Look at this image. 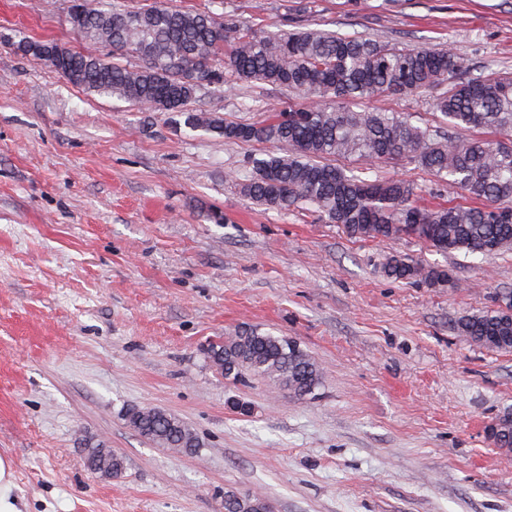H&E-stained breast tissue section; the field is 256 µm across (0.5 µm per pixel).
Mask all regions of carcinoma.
Segmentation results:
<instances>
[{"label":"carcinoma","instance_id":"carcinoma-1","mask_svg":"<svg viewBox=\"0 0 512 512\" xmlns=\"http://www.w3.org/2000/svg\"><path fill=\"white\" fill-rule=\"evenodd\" d=\"M75 28L115 51L141 60L132 67L94 54L70 51L54 62L55 43L22 39L21 56L47 64L69 83L98 95L132 101L151 112L185 116L191 129L216 132L233 142L271 143L283 154L251 157L250 176L240 193L267 209L310 207L352 238L414 237L440 253L495 255L512 249V72L474 76L469 58L446 48L395 46L360 33L317 28L255 30L234 15L168 6L110 9L71 0ZM205 76L215 89L232 81L286 90L300 99L260 123L190 112ZM436 90L432 122L415 124L399 112L369 108L376 98ZM405 159L464 195L432 206L418 204L414 182L370 180L363 170L339 160H356L369 170ZM381 272L394 281L430 286L448 282L437 266L388 254ZM460 335L487 348L512 349V291L497 297V308L467 315ZM205 355L225 379L257 378L306 396L320 384V370L295 340L257 329L209 342ZM127 425L165 448L194 454L202 443L181 420L157 408L130 406ZM493 444L512 450V412L490 426ZM89 468L116 477L123 456L100 444L86 445ZM224 512H270L261 496L246 500L224 493Z\"/></svg>","mask_w":512,"mask_h":512}]
</instances>
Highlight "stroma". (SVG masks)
<instances>
[{"label": "stroma", "mask_w": 512, "mask_h": 512, "mask_svg": "<svg viewBox=\"0 0 512 512\" xmlns=\"http://www.w3.org/2000/svg\"><path fill=\"white\" fill-rule=\"evenodd\" d=\"M160 1L512 71V0H121ZM69 5L0 0V456L24 512H224L228 491L271 512H512V452L487 435L512 409V352L457 330L512 290V250L355 240L317 212L252 204L237 181L272 144L86 93L14 51L47 40L137 65L72 29ZM288 98L233 83L189 108L259 122ZM373 175L413 181L423 205L444 192L404 160ZM389 253L449 281L387 279ZM243 327L300 343L323 372L314 394L217 373L203 345ZM131 405L178 416L202 448L144 440L123 420ZM90 442L123 455L125 472H91Z\"/></svg>", "instance_id": "35a3bbf8"}]
</instances>
